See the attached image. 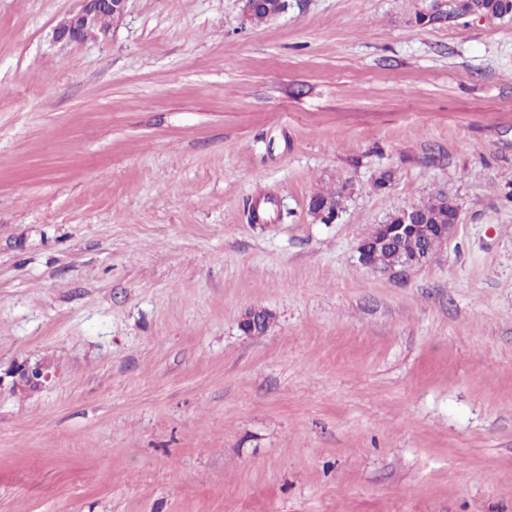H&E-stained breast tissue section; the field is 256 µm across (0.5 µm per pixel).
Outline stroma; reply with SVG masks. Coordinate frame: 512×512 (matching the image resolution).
I'll return each instance as SVG.
<instances>
[{
    "instance_id": "35a3bbf8",
    "label": "stroma",
    "mask_w": 512,
    "mask_h": 512,
    "mask_svg": "<svg viewBox=\"0 0 512 512\" xmlns=\"http://www.w3.org/2000/svg\"><path fill=\"white\" fill-rule=\"evenodd\" d=\"M430 4L0 0V512H512V22ZM81 8L71 17L60 22L54 29V37L57 40L76 41L81 39V32L96 24L101 14L112 15L115 21L122 19L127 10L128 0H80ZM110 20L103 18L99 25L89 28L84 38L88 35L100 34L102 28L109 26ZM415 209H418V211L423 216L429 217V222L434 223V217L441 218V223H445L448 221V224L443 226V224L439 225V233L440 236H442L444 240L448 239L456 224H451L456 219V212L459 209L458 204L448 198V204H445L443 197H435L433 200H430L428 203H425L423 205L415 206ZM458 218H459V210H458ZM457 218V222H458ZM404 211H406V218L403 224H396V221L400 220V211L393 213V215L388 218V220H390L397 216L396 221H394L393 224H380L385 227L386 232V237L380 245L392 244L395 239L404 237L409 233H416L425 226V224L417 223L418 218L412 207L405 209ZM358 252L360 254V260L365 265L369 266L370 268H372L375 271L383 272V273H386V272L403 273L408 270H412L416 267H420V265L423 263V262H421L420 264H416L414 260L408 259L406 257H401L396 264H394L390 268L385 269V268H381L380 266H378L377 263L369 261V248L366 247L365 244L360 243V245L358 247Z\"/></svg>"
}]
</instances>
